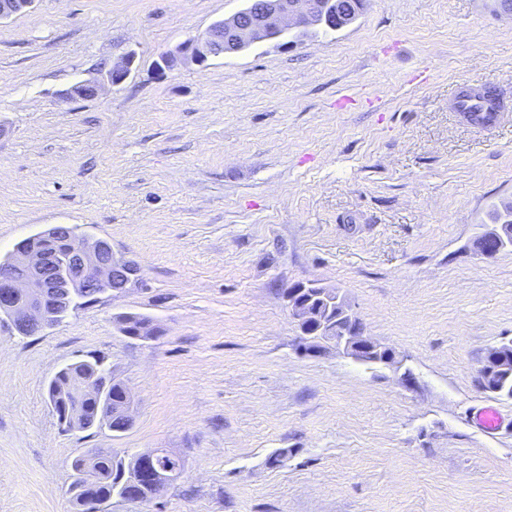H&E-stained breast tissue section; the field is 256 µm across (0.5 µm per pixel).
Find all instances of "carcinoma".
I'll use <instances>...</instances> for the list:
<instances>
[{"mask_svg":"<svg viewBox=\"0 0 512 512\" xmlns=\"http://www.w3.org/2000/svg\"><path fill=\"white\" fill-rule=\"evenodd\" d=\"M336 14L344 12L358 17L364 10L366 0H335ZM29 246L66 249L67 244L59 240H47L42 234H33L24 239ZM96 301L88 296L76 302L70 308H56L50 324L59 323L78 309ZM116 327L124 336L146 341L158 336L159 328L153 322L139 314H125L115 318ZM495 356L492 371L484 380L487 390L500 391L507 396L512 394V343H506L491 352ZM49 404L55 416L75 405L80 407L81 415L76 429L85 431L94 426L107 428L120 433L132 426V419L126 416L120 407L125 404L126 386L112 377L109 368L102 360H82L59 369L46 383ZM73 481L66 494L74 512H89L84 487L88 480L85 457L78 455L71 461ZM95 481L93 494L102 505L117 496L124 500L146 504L158 498V489L153 483L139 477L138 455H122L112 450L96 457L93 464Z\"/></svg>","mask_w":512,"mask_h":512,"instance_id":"cac0c4a2","label":"carcinoma"}]
</instances>
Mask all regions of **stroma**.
<instances>
[{"label":"stroma","instance_id":"1","mask_svg":"<svg viewBox=\"0 0 512 512\" xmlns=\"http://www.w3.org/2000/svg\"><path fill=\"white\" fill-rule=\"evenodd\" d=\"M244 5L35 0L0 21V256L75 225L141 269L32 335L0 321V512H72L70 462L98 448H165L184 469L101 512H512V399L477 379L512 339V251L471 245L512 203V120L487 133L448 107L460 82L512 100V13L367 0L336 32L156 68ZM88 80L96 97L64 100ZM309 280L341 289L416 385L302 353L284 292ZM127 313L159 336H123ZM92 358L134 395L126 432L52 413L47 379ZM486 405L505 418L491 435L470 421Z\"/></svg>","mask_w":512,"mask_h":512}]
</instances>
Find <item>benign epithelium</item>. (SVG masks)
<instances>
[{
    "label": "benign epithelium",
    "mask_w": 512,
    "mask_h": 512,
    "mask_svg": "<svg viewBox=\"0 0 512 512\" xmlns=\"http://www.w3.org/2000/svg\"><path fill=\"white\" fill-rule=\"evenodd\" d=\"M35 0H0V21L30 11ZM345 26L339 22L336 12L326 10L324 3L316 0H247V7L210 25L199 37L178 45L175 51L160 57L157 67L169 68L174 64L195 63L202 65L212 57L242 54L264 42L278 40L300 26L328 27ZM131 59L116 64L106 75L107 81L117 84L125 80L130 72ZM99 85L81 82L64 93V98L88 99L96 96ZM493 245L482 255L493 258L512 247V227L496 225L487 232ZM112 280L124 281L131 286L140 281V269L134 262L114 256L112 245L100 239L94 249L77 242L62 252L52 249H28L13 253L0 264V311L10 313L12 320L29 330H38L49 317L44 302L49 292L65 297L78 293H96L100 286ZM311 288L321 291L325 297L344 313L348 308L335 288L325 287L314 281L299 282L286 293L288 309L299 326H314L316 337H301L302 344L332 342L336 349L357 362H367V354L379 349V343L364 335L351 336L334 325L339 317H322L302 299V294ZM164 448H154L140 454L139 475L157 482L159 492L179 479V468L158 470L152 467L156 456L167 455Z\"/></svg>",
    "instance_id": "7a95c632"
}]
</instances>
